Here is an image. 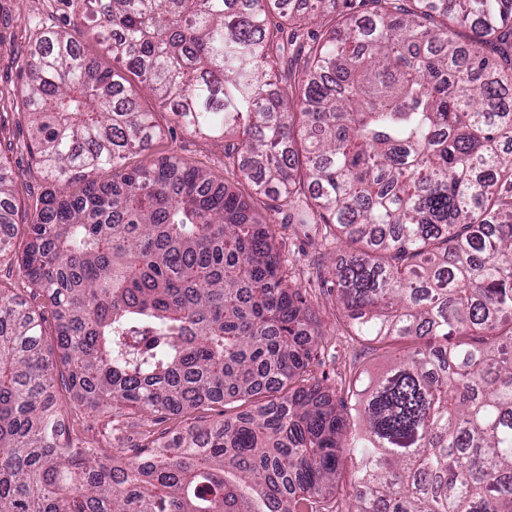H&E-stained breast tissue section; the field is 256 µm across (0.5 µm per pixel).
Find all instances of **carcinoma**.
<instances>
[{
	"label": "carcinoma",
	"mask_w": 512,
	"mask_h": 512,
	"mask_svg": "<svg viewBox=\"0 0 512 512\" xmlns=\"http://www.w3.org/2000/svg\"><path fill=\"white\" fill-rule=\"evenodd\" d=\"M290 2L81 0L39 27L20 105L48 185L18 249L0 163V254L53 314L72 399L261 403L132 457L63 443L45 318L0 283V512H512V0ZM164 113L227 141L224 175L127 169ZM234 181L323 226L342 325L386 369L313 381L325 333ZM348 462L351 503L329 492Z\"/></svg>",
	"instance_id": "cac0c4a2"
}]
</instances>
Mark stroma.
Listing matches in <instances>:
<instances>
[{
    "label": "stroma",
    "instance_id": "stroma-1",
    "mask_svg": "<svg viewBox=\"0 0 512 512\" xmlns=\"http://www.w3.org/2000/svg\"><path fill=\"white\" fill-rule=\"evenodd\" d=\"M0 6L11 14L9 28L0 31V158L6 160L13 172L17 205L24 209L33 194L44 190L45 181L28 151L27 130L18 114V94L24 75L17 61L28 54L41 20L48 19L53 25L71 28L79 6L76 0H0ZM171 153L215 174L224 172L223 140L192 136L181 131L156 141L145 155L130 157L128 164L135 167L143 159ZM253 205L261 216L280 226V255L291 275L292 284L311 289L313 293V311L325 332L311 367L315 378L323 387L334 390L352 365L372 372L379 370L381 361L363 357L361 345L342 333L335 298L321 286L322 278L328 275L329 261L312 228L283 224V216L275 211L271 198L255 196ZM55 389L59 401L67 405L65 424L70 436L82 439L86 447L97 449L102 455H111L117 448L141 446L145 436H159L177 429L182 423L178 417L162 418L126 408L113 411L108 417L93 416L83 408L68 405L69 393L63 384H56Z\"/></svg>",
    "mask_w": 512,
    "mask_h": 512
}]
</instances>
